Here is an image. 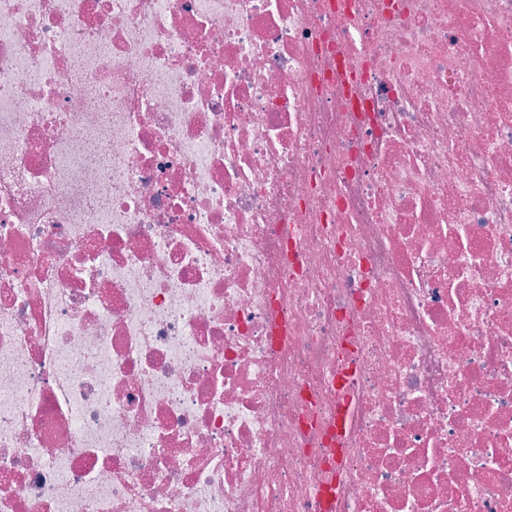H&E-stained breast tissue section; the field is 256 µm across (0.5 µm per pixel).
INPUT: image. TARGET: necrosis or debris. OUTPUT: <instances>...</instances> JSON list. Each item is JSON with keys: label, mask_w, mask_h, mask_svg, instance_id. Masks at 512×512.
Listing matches in <instances>:
<instances>
[{"label": "necrosis or debris", "mask_w": 512, "mask_h": 512, "mask_svg": "<svg viewBox=\"0 0 512 512\" xmlns=\"http://www.w3.org/2000/svg\"><path fill=\"white\" fill-rule=\"evenodd\" d=\"M0 512H512V0H0Z\"/></svg>", "instance_id": "necrosis-or-debris-1"}]
</instances>
